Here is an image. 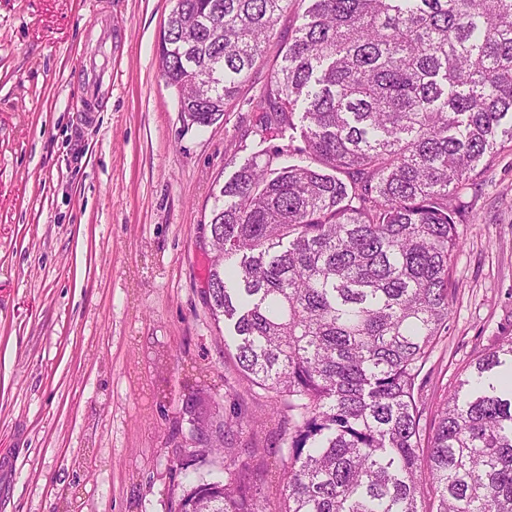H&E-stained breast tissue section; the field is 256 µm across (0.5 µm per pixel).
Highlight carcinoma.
I'll return each instance as SVG.
<instances>
[{
  "label": "carcinoma",
  "mask_w": 512,
  "mask_h": 512,
  "mask_svg": "<svg viewBox=\"0 0 512 512\" xmlns=\"http://www.w3.org/2000/svg\"><path fill=\"white\" fill-rule=\"evenodd\" d=\"M295 0H174L159 68L209 126L251 80ZM255 103L263 139L215 197L207 306L267 394L281 458L227 441L174 512H512V338L450 392L419 377L448 328L462 195L512 147V0H309ZM301 130L302 144L291 132Z\"/></svg>",
  "instance_id": "obj_1"
}]
</instances>
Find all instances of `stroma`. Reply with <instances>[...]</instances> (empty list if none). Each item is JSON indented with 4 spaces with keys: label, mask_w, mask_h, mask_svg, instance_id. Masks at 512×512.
<instances>
[{
    "label": "stroma",
    "mask_w": 512,
    "mask_h": 512,
    "mask_svg": "<svg viewBox=\"0 0 512 512\" xmlns=\"http://www.w3.org/2000/svg\"><path fill=\"white\" fill-rule=\"evenodd\" d=\"M173 0H0V512H169L193 447L189 386L279 463L261 390L239 381L205 303L214 196L259 151L253 101L303 6L249 86L184 125L159 72ZM104 68L90 94L85 71ZM473 215L426 397L512 337V152L468 190Z\"/></svg>",
    "instance_id": "1"
}]
</instances>
